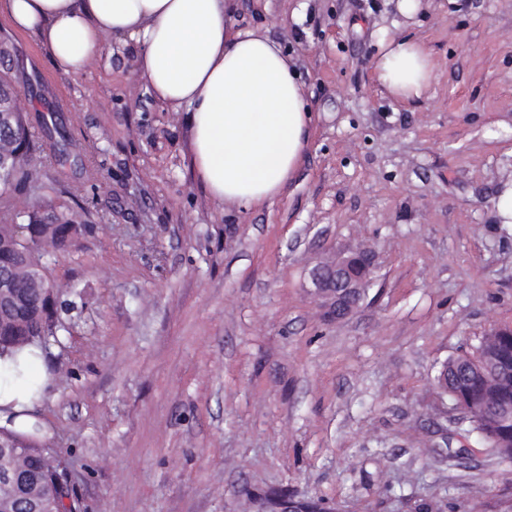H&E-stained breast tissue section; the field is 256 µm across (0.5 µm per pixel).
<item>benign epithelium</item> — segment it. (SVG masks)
<instances>
[{
	"instance_id": "obj_1",
	"label": "benign epithelium",
	"mask_w": 512,
	"mask_h": 512,
	"mask_svg": "<svg viewBox=\"0 0 512 512\" xmlns=\"http://www.w3.org/2000/svg\"><path fill=\"white\" fill-rule=\"evenodd\" d=\"M19 93L0 86V129L13 127ZM374 270V255L359 251L336 256L330 265H318L310 272L314 288L326 299L325 315L340 320L349 315L369 287Z\"/></svg>"
}]
</instances>
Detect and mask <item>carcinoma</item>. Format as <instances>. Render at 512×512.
Here are the masks:
<instances>
[{"label":"carcinoma","instance_id":"carcinoma-1","mask_svg":"<svg viewBox=\"0 0 512 512\" xmlns=\"http://www.w3.org/2000/svg\"><path fill=\"white\" fill-rule=\"evenodd\" d=\"M19 138L23 151L16 166L0 183V193L23 192L31 187L33 176L25 158L42 146L32 132L26 116H19ZM82 225L57 215L45 217L36 208L19 210L11 222L0 224V276L12 278L15 301L9 309H0V351L21 348L39 337L35 329L46 326L49 337L57 338L65 326L54 310V283L47 264L58 252L76 246ZM437 386L455 404L474 407L471 423L487 436L504 443L499 456L512 462V420H496L499 408L512 407V337L483 339L470 355H458L443 363L436 376ZM0 440L19 445L16 454L0 455V468H15L16 488L0 491V512H31L30 501L52 496L51 512H80L74 491L59 482L63 475V457L53 448L20 439L0 430Z\"/></svg>","mask_w":512,"mask_h":512}]
</instances>
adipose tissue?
Returning a JSON list of instances; mask_svg holds the SVG:
<instances>
[{
	"label": "adipose tissue",
	"instance_id": "adipose-tissue-1",
	"mask_svg": "<svg viewBox=\"0 0 512 512\" xmlns=\"http://www.w3.org/2000/svg\"><path fill=\"white\" fill-rule=\"evenodd\" d=\"M0 13L36 35L66 74L103 53L104 34L134 44L148 90L187 108L191 165L218 203H272L295 172L311 124L303 84L280 46L241 24L228 0H0ZM371 71L402 104L426 97L436 78L431 52L409 36L383 38ZM51 382L40 344L0 353V429L42 428Z\"/></svg>",
	"mask_w": 512,
	"mask_h": 512
}]
</instances>
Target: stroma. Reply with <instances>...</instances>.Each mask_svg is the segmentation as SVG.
Returning a JSON list of instances; mask_svg holds the SVG:
<instances>
[{"label": "stroma", "mask_w": 512, "mask_h": 512, "mask_svg": "<svg viewBox=\"0 0 512 512\" xmlns=\"http://www.w3.org/2000/svg\"><path fill=\"white\" fill-rule=\"evenodd\" d=\"M232 0L295 65L308 146L272 203L224 209L196 181L186 111L132 47L76 75L0 16V75L59 137L0 196L86 224L48 274L66 329L40 445L82 512H504L512 463L435 376L512 326V0ZM422 39L436 79L401 104L372 77L381 37ZM375 254L356 311L323 317L312 267Z\"/></svg>", "instance_id": "obj_1"}]
</instances>
